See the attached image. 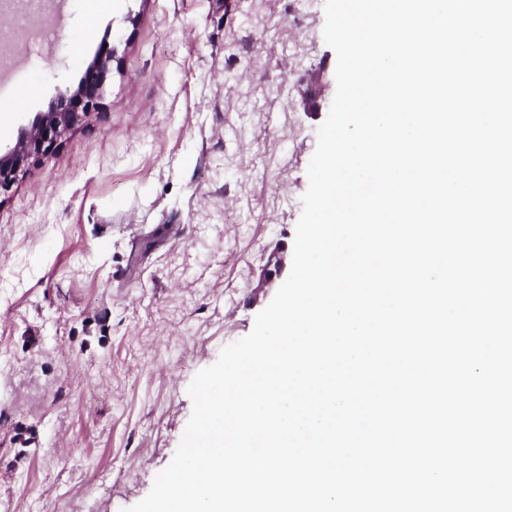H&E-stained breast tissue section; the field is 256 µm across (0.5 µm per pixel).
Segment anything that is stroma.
Returning a JSON list of instances; mask_svg holds the SVG:
<instances>
[{"mask_svg":"<svg viewBox=\"0 0 512 512\" xmlns=\"http://www.w3.org/2000/svg\"><path fill=\"white\" fill-rule=\"evenodd\" d=\"M324 24V0H67L48 46L0 8L4 149L125 31L99 107L0 197V512H125L172 461L192 379L290 274Z\"/></svg>","mask_w":512,"mask_h":512,"instance_id":"35a3bbf8","label":"stroma"}]
</instances>
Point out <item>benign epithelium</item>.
<instances>
[{"instance_id":"benign-epithelium-1","label":"benign epithelium","mask_w":512,"mask_h":512,"mask_svg":"<svg viewBox=\"0 0 512 512\" xmlns=\"http://www.w3.org/2000/svg\"><path fill=\"white\" fill-rule=\"evenodd\" d=\"M114 62H119L116 48L99 50L84 63L77 85L59 89L47 111L18 129L13 147L0 152V192L9 191L31 158L48 152L89 119L100 104Z\"/></svg>"}]
</instances>
